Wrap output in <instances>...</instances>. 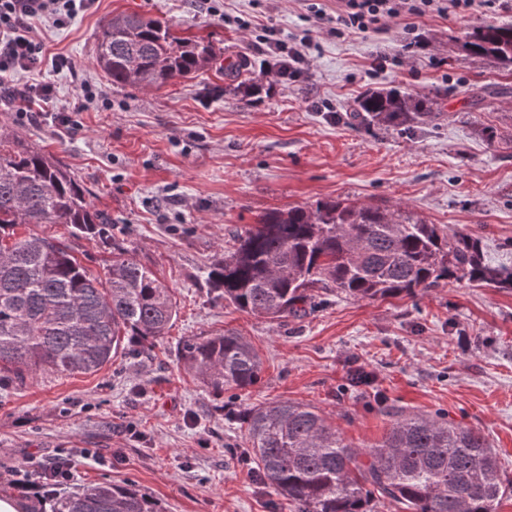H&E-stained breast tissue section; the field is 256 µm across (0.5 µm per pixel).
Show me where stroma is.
<instances>
[{"instance_id": "obj_1", "label": "stroma", "mask_w": 512, "mask_h": 512, "mask_svg": "<svg viewBox=\"0 0 512 512\" xmlns=\"http://www.w3.org/2000/svg\"><path fill=\"white\" fill-rule=\"evenodd\" d=\"M131 12L209 42L213 64L160 87L112 84L96 62L97 33ZM484 22H512V0L340 38L305 0H90L66 26L39 23L48 58L39 74L13 80L49 84L53 102L31 118L0 104V123L75 175L179 313L150 352L92 375L42 373L0 387V495L37 502L16 485L18 471L66 452L72 484L133 485L164 512H297L245 455L244 412L274 400L316 406L358 448L382 440L386 408L445 414L479 429L512 477V291L450 283L404 299L327 292L306 315L271 321L225 305L207 280L259 214L336 199L482 236L487 262L512 268V74L455 41ZM264 25L311 38L303 78L270 74L256 47ZM382 56L384 69L370 75ZM258 74L270 92L246 104L236 87ZM83 82L102 97L80 104ZM390 85L437 96L441 120L411 136L350 127L357 99ZM227 329L254 345L263 367L253 387L216 396L179 349ZM358 368L370 381L349 386Z\"/></svg>"}]
</instances>
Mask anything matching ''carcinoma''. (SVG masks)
Here are the masks:
<instances>
[{
  "instance_id": "carcinoma-1",
  "label": "carcinoma",
  "mask_w": 512,
  "mask_h": 512,
  "mask_svg": "<svg viewBox=\"0 0 512 512\" xmlns=\"http://www.w3.org/2000/svg\"><path fill=\"white\" fill-rule=\"evenodd\" d=\"M455 41L512 71V23L472 26ZM96 60L115 85L162 86L208 69L214 51L158 19L121 14L101 25ZM442 116L436 98L400 86L367 90L351 113L357 127L400 131ZM31 224H63L68 237L18 232ZM108 224L71 172L20 132H0V380L96 373L168 333L173 294ZM68 238L107 255L103 273L83 265ZM208 281L217 298L275 321L301 315L317 290L357 300L413 298L450 282L512 291V270L486 262L480 238L409 211L326 200L259 215ZM180 359L217 396L250 388L262 372L254 347L229 330L184 340ZM390 416L383 441L361 449L308 403L255 406L243 419L258 473L298 512H378L386 499L403 512H496L512 494L480 431L438 414ZM51 502L50 512H162L138 489L105 483L62 488Z\"/></svg>"
}]
</instances>
